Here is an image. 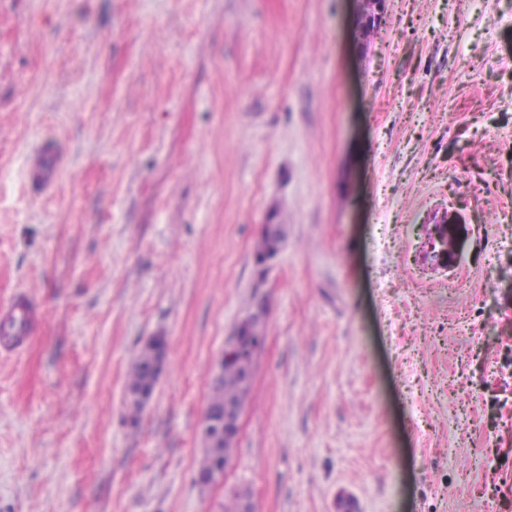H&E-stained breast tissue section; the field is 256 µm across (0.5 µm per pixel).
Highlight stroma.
Returning a JSON list of instances; mask_svg holds the SVG:
<instances>
[{
    "label": "stroma",
    "instance_id": "stroma-1",
    "mask_svg": "<svg viewBox=\"0 0 512 512\" xmlns=\"http://www.w3.org/2000/svg\"><path fill=\"white\" fill-rule=\"evenodd\" d=\"M360 9L0 0V301L41 310L0 352V512H512V0H384L366 40ZM259 302L203 489L210 377ZM56 175V157L52 150L45 146L32 158L30 179L43 188H47ZM266 225H267L271 235L276 239H280L282 236L276 225L287 230V225H284V224H276V225L266 224ZM269 231L267 230L266 226L263 227L260 238L255 246L254 255L256 258V262H258V263H264L265 261H267V259H269L274 253H276L279 250V248L275 242V239H273L271 237V235L269 234ZM255 320L246 319L239 331V342L237 336L224 350V354H231L237 348H240L228 357L221 360V372L215 378L211 376L209 383V393L205 415L214 416L219 421V427H214L210 431L202 428V458L198 469L199 473H214L223 470L224 463L227 462L225 472L231 465V449L234 444L232 434H224L225 425L232 427L233 434L237 438L240 431V420L242 411L228 409L224 412V407L232 405L234 407L244 408L253 377V359L255 347L260 344L264 336L265 310L262 306L258 307L249 315ZM220 362V364H221ZM224 472V473H225ZM157 360L156 342L154 338L145 341L137 357L131 365L127 381V393L129 402L133 408L131 422H136L138 413L142 410V400L139 395L153 394L157 384L155 364Z\"/></svg>",
    "mask_w": 512,
    "mask_h": 512
}]
</instances>
